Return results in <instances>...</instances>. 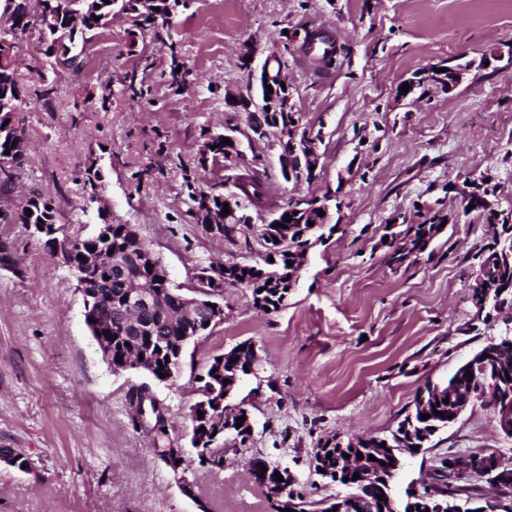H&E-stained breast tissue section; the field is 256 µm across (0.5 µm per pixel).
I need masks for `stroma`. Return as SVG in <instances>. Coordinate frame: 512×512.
<instances>
[{
  "mask_svg": "<svg viewBox=\"0 0 512 512\" xmlns=\"http://www.w3.org/2000/svg\"><path fill=\"white\" fill-rule=\"evenodd\" d=\"M309 31L331 39L332 63L306 52ZM41 49L34 30L16 50L27 104L14 120L28 152L0 207L51 197L72 237L137 225L185 291L199 267L257 262L205 235L188 211L184 176L194 172L198 190L228 192L223 165L200 167V150L207 133L246 127L247 112L224 96L255 89L272 54L288 60L303 126L322 135V166L294 185L281 176L278 144L247 152L261 157L277 206L331 195L339 207L335 232L310 247L284 305L266 313L249 289H225L223 323L188 346L172 382L113 372L67 268L27 225L0 224L18 260L17 270L0 268V448L28 464L0 465V512H272L247 468L254 456L290 469L311 498L338 493L312 466L320 443L387 435L420 386L447 380L503 333L502 320L480 322L471 303L474 257L497 228L464 211L459 191L490 177L496 206L512 210V0H192L152 31L134 14H115L92 32L76 69L50 68ZM494 53L498 61L480 66ZM452 57L477 66L446 92L430 77ZM175 62L190 71L189 89L166 77ZM417 75L421 87L401 96ZM131 83L147 99L131 98ZM432 211L447 218L432 255L393 269L388 224H419ZM244 340L259 362L234 401L250 413L253 434L240 449L227 441L223 469L211 471L190 447L189 409L212 357ZM136 389L160 407L167 447L184 449L192 493L154 454L152 431L134 425ZM474 448L512 456V439L478 405L435 448L406 456L395 497Z\"/></svg>",
  "mask_w": 512,
  "mask_h": 512,
  "instance_id": "1",
  "label": "stroma"
}]
</instances>
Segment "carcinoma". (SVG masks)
<instances>
[{"mask_svg": "<svg viewBox=\"0 0 512 512\" xmlns=\"http://www.w3.org/2000/svg\"><path fill=\"white\" fill-rule=\"evenodd\" d=\"M47 2L48 0H0V13L9 16L13 24L23 28L30 25L40 26L42 36L49 40L55 36V29L61 17L76 14L82 17L77 35V38L82 39L86 33L106 26L112 20L116 8L121 12L136 13L141 17L140 23L150 25L156 17L170 14L171 10L180 5L188 7V0H65V11L55 15L47 11ZM15 56V46L7 45L0 40V159H7L20 169L26 161L27 149L23 138L24 130L14 122V113L20 111L22 104L20 74ZM233 179L244 200L251 207L263 208L265 188L257 167H246L236 172ZM318 203L320 198L312 197L303 202V206L307 207L305 211L285 210L279 213V218H289L288 247L294 250V254L289 256L286 251L272 244L262 257V264H231L227 270L219 271L216 287L248 288L251 290L252 301L262 298L264 305L259 307V310H278L286 299L290 277L299 270V266H290L287 261L303 259L307 248L310 247L311 238L324 228V225L316 223L319 214L313 205ZM462 203L474 205V210L481 212L487 223L501 225L500 235L475 255L478 264L475 283L472 286L473 307L477 309L479 303L487 300V310L496 317L503 316L504 323L512 324V212L488 210L475 202L470 194L463 195ZM28 206L31 214H26L24 210L17 215L4 213L0 215V223H55V206L51 198L35 195L28 202ZM311 221L314 222L312 226L309 225ZM443 222L444 217L435 214L420 224H409L404 230L391 234L392 240L402 243V246L391 247L388 262L397 267L414 263L440 233ZM83 247L98 248L108 261L112 259L114 252L124 256L123 268L104 271V274L110 273L112 277L104 280L101 295L96 302L100 313L111 321L112 360L125 356L130 346L137 345L153 363L154 377L162 380L160 373H168L169 366L182 365L184 353L178 349V340L184 336L194 335L195 325L177 313L172 303L167 300L163 306L157 305L150 311L142 312V318L154 322L158 335L167 337V344L162 352L147 345L145 338L140 336L138 326L127 323L121 313L122 292L126 285L133 282L139 283L140 287L151 292L155 291L157 285L146 265L141 263L140 251L134 247L129 233L124 230V225H112L110 242L87 239L83 242ZM496 340L499 341L497 357L488 363L478 364L469 369L460 366L448 382L428 381L419 388L413 409L406 413L397 428L389 434L360 436L345 444L331 439L325 441L320 446L324 466L334 470L338 460L344 458V455H356L363 449L373 448L376 451V460L367 458L366 464L381 470V474L389 478L390 470L404 463L405 454L413 453L415 447H428L438 433L448 428L449 414L452 413L455 403L470 395L479 397L484 394V390L492 386L506 396L512 394V338L506 340L498 336ZM251 360L249 350L240 351L236 346L214 357L205 375L202 376L204 384L196 405L224 398V380H240L250 375L248 368L252 367ZM468 371L472 372L473 376L466 375ZM437 411L444 413V416L435 415ZM424 414L429 415V418L421 419ZM329 454L332 455L330 459L327 458ZM338 473L339 477L334 479L337 485L346 487L359 483V480L352 479V472L342 468ZM346 476L350 477V480H344ZM444 478L445 475L437 471L432 483L421 481L418 489L409 486L404 501L395 499L392 486L384 482L379 487H362L358 512H426L428 506L436 500L448 497L457 500L461 495L470 498L478 495L480 491L468 477L452 483L444 481ZM274 493L285 500L293 497L305 500L308 512H326L323 498L318 501L309 500L303 493L288 486L265 490L269 499ZM381 494L385 495V499H378Z\"/></svg>", "mask_w": 512, "mask_h": 512, "instance_id": "carcinoma-1", "label": "carcinoma"}]
</instances>
